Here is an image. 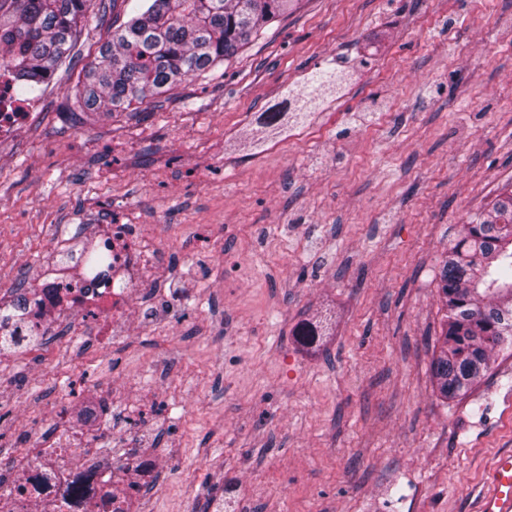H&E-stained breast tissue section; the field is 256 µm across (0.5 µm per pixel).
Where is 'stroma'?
<instances>
[{
	"mask_svg": "<svg viewBox=\"0 0 512 512\" xmlns=\"http://www.w3.org/2000/svg\"><path fill=\"white\" fill-rule=\"evenodd\" d=\"M93 12L86 62L125 6ZM317 70L339 91L256 139ZM80 79L60 65L0 144V301L69 276L90 244L71 225L118 221L156 238L180 302L116 341L69 317L27 354L0 341V474L63 403L98 409L111 447L124 388L147 404L150 512H465L512 453V348L461 399L430 365L448 247L512 184V0H298L230 66L75 124Z\"/></svg>",
	"mask_w": 512,
	"mask_h": 512,
	"instance_id": "35a3bbf8",
	"label": "stroma"
}]
</instances>
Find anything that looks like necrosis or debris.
I'll return each mask as SVG.
<instances>
[{
    "label": "necrosis or debris",
    "instance_id": "obj_1",
    "mask_svg": "<svg viewBox=\"0 0 512 512\" xmlns=\"http://www.w3.org/2000/svg\"><path fill=\"white\" fill-rule=\"evenodd\" d=\"M96 233L98 252L82 258L69 283L36 281L28 291L12 294L9 304L0 307V334L15 337L18 353L27 352L31 337L42 335L65 312L98 322L112 336L126 335L129 313L164 269L167 257L136 225L101 224ZM124 446L120 439L100 452L97 477L85 482L87 494L118 482L127 467H151V460L126 457ZM17 480L23 484V492L12 487L0 490V496L10 500L12 512H43V505L52 502L61 503L62 512H85L83 500L65 502V480L45 472L38 463L24 464Z\"/></svg>",
    "mask_w": 512,
    "mask_h": 512
}]
</instances>
